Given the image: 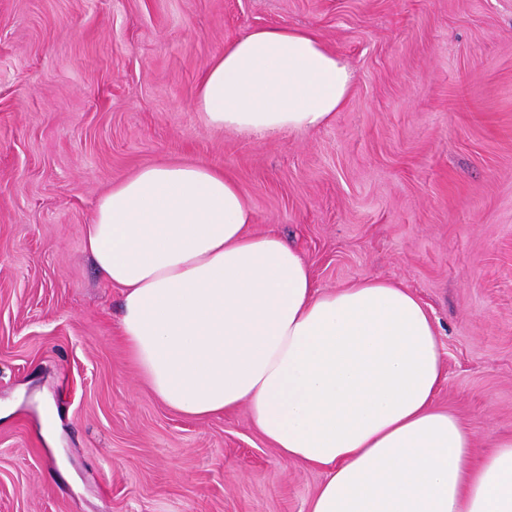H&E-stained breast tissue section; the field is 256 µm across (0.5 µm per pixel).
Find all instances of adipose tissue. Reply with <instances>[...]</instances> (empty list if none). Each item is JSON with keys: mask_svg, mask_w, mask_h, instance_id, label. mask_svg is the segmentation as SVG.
I'll return each mask as SVG.
<instances>
[{"mask_svg": "<svg viewBox=\"0 0 512 512\" xmlns=\"http://www.w3.org/2000/svg\"><path fill=\"white\" fill-rule=\"evenodd\" d=\"M352 79L315 31L253 28L208 60L193 106L216 130L308 133ZM254 224L236 179L198 162L142 167L98 199L84 247L121 291L119 339L155 395L195 419L247 406L285 461L324 472L308 512H512V438L476 452L437 405L421 300L377 277L323 289Z\"/></svg>", "mask_w": 512, "mask_h": 512, "instance_id": "1", "label": "adipose tissue"}]
</instances>
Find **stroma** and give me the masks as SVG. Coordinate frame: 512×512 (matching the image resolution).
<instances>
[{
  "mask_svg": "<svg viewBox=\"0 0 512 512\" xmlns=\"http://www.w3.org/2000/svg\"><path fill=\"white\" fill-rule=\"evenodd\" d=\"M269 25L315 30L347 103L311 133L209 128L208 59ZM165 161L234 177L320 287L412 290L438 405L477 449L512 436V0H0V512H307L324 478L247 408L181 416L127 358L82 230Z\"/></svg>",
  "mask_w": 512,
  "mask_h": 512,
  "instance_id": "stroma-1",
  "label": "stroma"
}]
</instances>
